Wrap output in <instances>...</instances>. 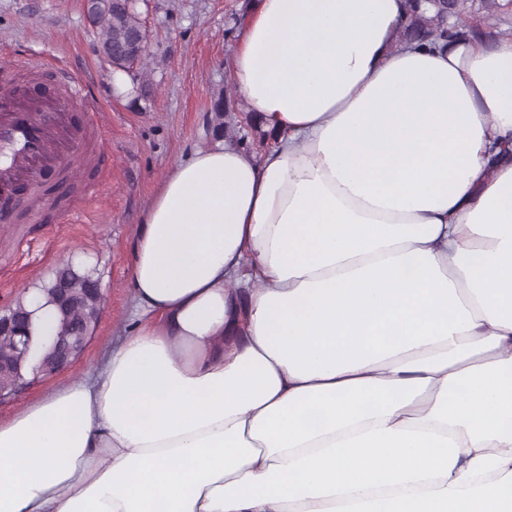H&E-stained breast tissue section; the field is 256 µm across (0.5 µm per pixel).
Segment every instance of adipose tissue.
<instances>
[{
	"label": "adipose tissue",
	"mask_w": 512,
	"mask_h": 512,
	"mask_svg": "<svg viewBox=\"0 0 512 512\" xmlns=\"http://www.w3.org/2000/svg\"><path fill=\"white\" fill-rule=\"evenodd\" d=\"M253 0L230 76L277 136L162 180L136 331L0 422V512H512V31Z\"/></svg>",
	"instance_id": "obj_1"
}]
</instances>
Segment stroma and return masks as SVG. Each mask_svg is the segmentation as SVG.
<instances>
[{
  "label": "stroma",
  "mask_w": 512,
  "mask_h": 512,
  "mask_svg": "<svg viewBox=\"0 0 512 512\" xmlns=\"http://www.w3.org/2000/svg\"><path fill=\"white\" fill-rule=\"evenodd\" d=\"M249 0H144L147 69L139 82L104 64L99 35L84 0H0V79L27 76L22 65L39 55L60 71L89 81L110 119L103 140L85 144V172L96 194L63 190L54 173L43 180L47 201L0 224V309L33 295L67 261L94 270L103 313L84 351L63 372L35 379L0 401V421L30 400L81 380L133 326L129 288L132 244L161 179L194 148L213 143L211 104L234 86L226 64L234 19Z\"/></svg>",
  "instance_id": "obj_1"
}]
</instances>
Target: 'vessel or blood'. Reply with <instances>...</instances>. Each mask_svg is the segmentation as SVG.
<instances>
[{
  "label": "vessel or blood",
  "mask_w": 512,
  "mask_h": 512,
  "mask_svg": "<svg viewBox=\"0 0 512 512\" xmlns=\"http://www.w3.org/2000/svg\"><path fill=\"white\" fill-rule=\"evenodd\" d=\"M105 115L79 80L39 92L18 81L0 83V197L35 198L42 171L61 160L78 169V142L101 133Z\"/></svg>",
  "instance_id": "vessel-or-blood-1"
}]
</instances>
